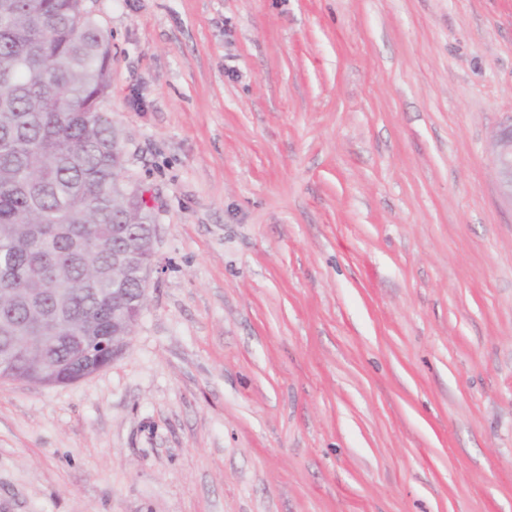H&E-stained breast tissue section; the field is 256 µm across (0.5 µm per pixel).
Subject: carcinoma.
Wrapping results in <instances>:
<instances>
[{
	"mask_svg": "<svg viewBox=\"0 0 512 512\" xmlns=\"http://www.w3.org/2000/svg\"><path fill=\"white\" fill-rule=\"evenodd\" d=\"M111 68L85 0H0L1 380L70 384L96 362L59 344L49 365L38 344L16 347L4 325L30 319L17 303L29 294L46 318L59 309L91 336L130 326L112 311V225H129L137 247L154 216L99 111Z\"/></svg>",
	"mask_w": 512,
	"mask_h": 512,
	"instance_id": "cac0c4a2",
	"label": "carcinoma"
}]
</instances>
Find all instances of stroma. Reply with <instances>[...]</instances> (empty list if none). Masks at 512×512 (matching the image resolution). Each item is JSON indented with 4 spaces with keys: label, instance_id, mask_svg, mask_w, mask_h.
Instances as JSON below:
<instances>
[{
    "label": "stroma",
    "instance_id": "obj_1",
    "mask_svg": "<svg viewBox=\"0 0 512 512\" xmlns=\"http://www.w3.org/2000/svg\"><path fill=\"white\" fill-rule=\"evenodd\" d=\"M86 5L154 269L0 512H512V0ZM496 139L500 192L503 199L512 205V115L501 124Z\"/></svg>",
    "mask_w": 512,
    "mask_h": 512
}]
</instances>
